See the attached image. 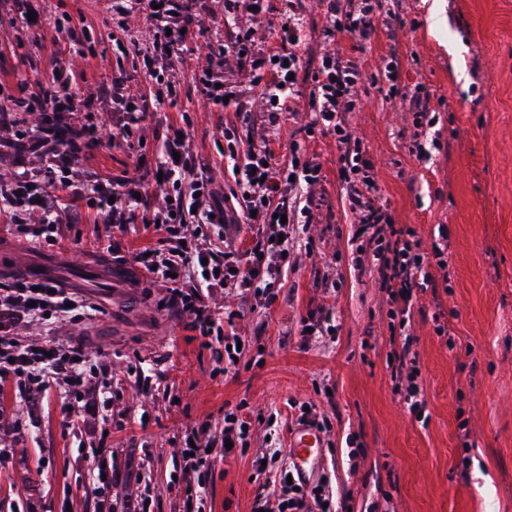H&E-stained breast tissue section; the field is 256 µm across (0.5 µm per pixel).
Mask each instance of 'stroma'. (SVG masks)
<instances>
[{
  "instance_id": "1",
  "label": "stroma",
  "mask_w": 512,
  "mask_h": 512,
  "mask_svg": "<svg viewBox=\"0 0 512 512\" xmlns=\"http://www.w3.org/2000/svg\"><path fill=\"white\" fill-rule=\"evenodd\" d=\"M439 16H432V3ZM43 19L25 27L12 0H0V89L47 83L55 64L81 78L84 95L112 79V14L102 0H40ZM90 24L74 44L69 21ZM364 71L377 73L383 57L397 55L401 81L430 94L433 122L414 128L399 99L370 91L353 116L358 136L377 167V184L395 224L410 227L423 250L447 225L448 285L425 294L409 332L427 401L424 415L409 413L388 359L392 344L387 295L373 276L351 266L355 225L342 192L335 142L301 141L322 166L326 202L320 223L306 234L314 253L298 252L284 288L265 311L245 313L242 332L263 327L242 355L237 376L224 374L223 331L201 342L187 317L169 302L164 283L140 278L128 249L101 243L111 225L92 205L81 223L63 226L59 247L69 263L55 280L74 272L94 278L75 294L94 309L59 328L82 343L92 362L119 377L107 422L86 430L63 407L58 390L45 393L30 421L15 384L0 389V512H123L126 498L143 497V512H253L257 489L276 499L271 475L281 458L255 474L256 453L269 436L283 439L291 405L308 404L330 417L322 461L309 482L330 479L333 512H512V0H405L398 19L376 24L359 41ZM190 142L209 159L216 177L224 160L214 140L229 115L205 100L191 106ZM172 110L148 118L144 145L132 151L108 141L89 144L69 163L72 177L101 180L133 170L136 154L160 145ZM47 257L54 247L27 246L0 226V284H13L16 259ZM333 263L337 287L324 293L317 273ZM333 308L332 333L299 344V319L321 304ZM448 322L434 330L433 315ZM160 361L166 379L143 394L124 384L129 371ZM247 403L254 423L247 445L207 473L181 472L182 435L195 424L224 428L225 408ZM148 415L147 427L128 426ZM111 454H100V445ZM464 471H457L459 461ZM108 486L95 488L99 470ZM203 482L206 495H187Z\"/></svg>"
}]
</instances>
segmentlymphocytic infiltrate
Wrapping results in <instances>:
<instances>
[{
	"label": "lymphocytic infiltrate",
	"instance_id": "1",
	"mask_svg": "<svg viewBox=\"0 0 512 512\" xmlns=\"http://www.w3.org/2000/svg\"><path fill=\"white\" fill-rule=\"evenodd\" d=\"M325 22L319 32L325 48L304 70L295 49L303 27V0H288V11L269 46L265 26L267 0H224V39L210 45L207 70L194 86L174 73V63L190 49L197 28L211 14L210 0H112V15L136 11L147 21L145 45L136 51L134 68L151 82L148 92L134 89L124 67L112 72L111 84L96 97L80 94L71 79L54 75L51 87L22 86L19 95L0 103V126L9 128L16 142L29 152L48 158L41 182L16 175L0 182L11 202L1 214L5 222L29 242L54 243L63 220L79 223L82 215L62 216L53 193L91 197L105 212L104 219L120 236L131 226L152 230L147 248L133 250L141 273L170 284L173 305L193 318L202 338H209L217 319L204 303L203 291L225 290L249 304L251 311L273 303L292 267L299 244L297 226L316 223L324 201L322 167L292 143L287 162L277 160L274 132L283 113L304 109V138L333 139L344 178L345 203L364 241L352 259L358 273H373L391 302L397 303L401 324H410L420 294L437 290L434 272L448 266L447 250L433 244L423 251L408 227L394 224L386 200L378 193L375 167L356 135L352 112L358 111L368 88L383 89L399 70L397 56L383 59L377 74H366L341 38L366 35L380 20L396 18L401 0H319ZM251 75V91L243 93L238 77ZM199 94L213 104H228L234 112L221 137L224 160L232 174L217 183L208 160L194 153L186 135L188 113L170 120L167 134L152 162L161 173L158 184L164 204L147 209L143 182L119 178L86 188L58 177V158L78 155L88 139L111 137L126 145L144 137L145 120L167 102ZM260 97L262 120L253 117L252 97ZM57 102L62 106L45 126L30 130L17 111L22 107ZM111 113V128H71L62 135L65 117L87 107ZM41 210L40 223L27 219ZM75 297L65 288L41 283L39 290L21 283L0 289V383L15 382L21 399L37 410L46 391L63 388L78 417L100 421L112 399V376L107 367L91 364L81 345L51 341L39 346L16 336L23 322H39L47 330L70 320ZM396 379L406 380L403 400L413 415L426 407L417 357L410 341L393 350ZM278 512H324L329 501L325 482L309 483L282 468Z\"/></svg>",
	"mask_w": 512,
	"mask_h": 512
}]
</instances>
